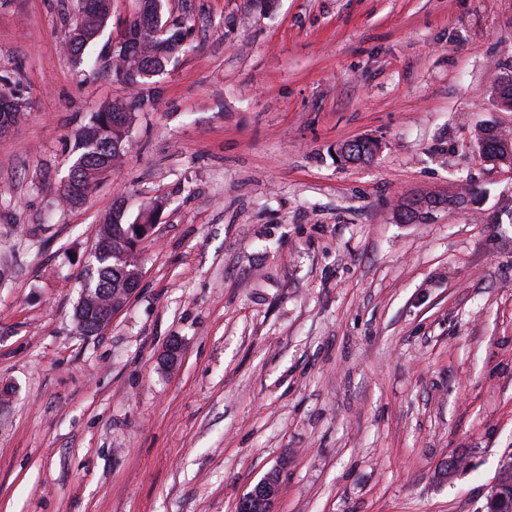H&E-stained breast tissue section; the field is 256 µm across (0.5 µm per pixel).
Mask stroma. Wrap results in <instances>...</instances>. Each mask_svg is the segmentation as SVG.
I'll list each match as a JSON object with an SVG mask.
<instances>
[{"mask_svg": "<svg viewBox=\"0 0 512 512\" xmlns=\"http://www.w3.org/2000/svg\"><path fill=\"white\" fill-rule=\"evenodd\" d=\"M138 7L112 0L87 56ZM77 10L0 0L27 101L0 134V512H235L276 467V512H484L512 461V169L474 131L512 133V0H165L187 51L65 208L76 130L129 95L65 53ZM360 139L373 160L341 162ZM154 202L138 293L81 334L100 225ZM492 94L498 106L504 111H512V72L497 74L491 84Z\"/></svg>", "mask_w": 512, "mask_h": 512, "instance_id": "obj_1", "label": "stroma"}]
</instances>
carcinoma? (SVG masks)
Masks as SVG:
<instances>
[{"mask_svg":"<svg viewBox=\"0 0 512 512\" xmlns=\"http://www.w3.org/2000/svg\"><path fill=\"white\" fill-rule=\"evenodd\" d=\"M112 17V0H84L78 15L70 24L66 43L68 54L81 62L85 47L93 42ZM135 38L106 60L113 77L127 87L138 89L147 80L163 73L166 67L186 52V24L178 18L164 15L163 0H140L139 17L134 20ZM498 106L512 111V72L497 74L491 84ZM12 103L0 108V126L17 124L25 111V103L16 90L9 89ZM155 100L133 95L126 101L114 102L94 113L81 127L75 139L74 155L70 160L68 180L72 190L58 193L66 204H82L93 192L101 176L119 164L123 157L129 127L138 112H150ZM476 140L486 157L502 152L500 144L512 137L501 131L490 136L476 131ZM159 205L142 210L132 221L125 217L123 207L112 210L101 225L98 240L102 247L94 251L92 276L83 280L77 307L91 300L100 308L117 305L124 299V288L139 265V251L127 247L135 237L136 228L150 224L159 212Z\"/></svg>","mask_w":512,"mask_h":512,"instance_id":"carcinoma-1","label":"carcinoma"}]
</instances>
